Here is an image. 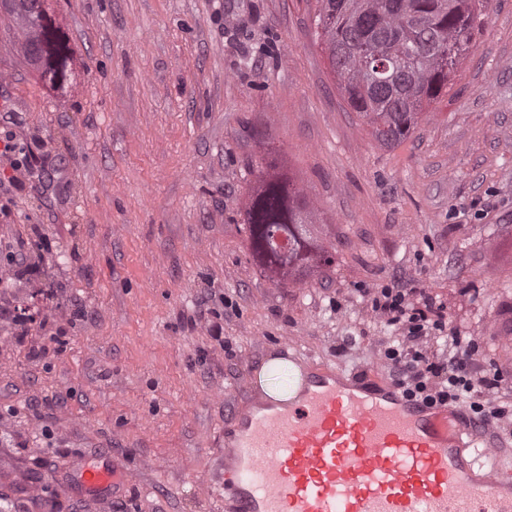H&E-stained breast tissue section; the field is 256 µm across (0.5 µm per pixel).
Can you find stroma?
Segmentation results:
<instances>
[{
  "label": "stroma",
  "mask_w": 512,
  "mask_h": 512,
  "mask_svg": "<svg viewBox=\"0 0 512 512\" xmlns=\"http://www.w3.org/2000/svg\"><path fill=\"white\" fill-rule=\"evenodd\" d=\"M73 52L58 91L0 23V505L224 512V423L246 363L284 342L346 375L392 372L401 280L469 341L486 407L512 411V0H490L448 92L400 144L344 102L316 0H50ZM302 192L331 267L278 284L249 249L253 166ZM43 241L37 252L34 241ZM24 251L25 268L5 255ZM40 264L32 294L27 266ZM512 475V414L478 422ZM111 449L132 481L95 503L74 474Z\"/></svg>",
  "instance_id": "stroma-1"
}]
</instances>
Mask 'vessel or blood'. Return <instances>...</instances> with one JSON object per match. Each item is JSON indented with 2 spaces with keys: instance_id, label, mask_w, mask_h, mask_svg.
<instances>
[{
  "instance_id": "b4317fda",
  "label": "vessel or blood",
  "mask_w": 512,
  "mask_h": 512,
  "mask_svg": "<svg viewBox=\"0 0 512 512\" xmlns=\"http://www.w3.org/2000/svg\"><path fill=\"white\" fill-rule=\"evenodd\" d=\"M463 409L406 400L378 376L314 368L302 394L240 417L224 457V512H512V482H475ZM110 452L79 473L104 499L130 482Z\"/></svg>"
}]
</instances>
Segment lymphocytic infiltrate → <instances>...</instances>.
I'll list each match as a JSON object with an SVG mask.
<instances>
[{
	"label": "lymphocytic infiltrate",
	"mask_w": 512,
	"mask_h": 512,
	"mask_svg": "<svg viewBox=\"0 0 512 512\" xmlns=\"http://www.w3.org/2000/svg\"><path fill=\"white\" fill-rule=\"evenodd\" d=\"M410 288H384L372 300L376 313L400 325L403 336L397 345L388 347L385 358L394 369V383L408 400L429 406L468 403L470 410L484 414L485 405L473 399L476 386L499 388L498 374H490L473 382L463 358L459 355L460 340H452L447 353L431 354L428 340L435 331H444L445 322L432 299L417 302Z\"/></svg>",
	"instance_id": "lymphocytic-infiltrate-1"
}]
</instances>
